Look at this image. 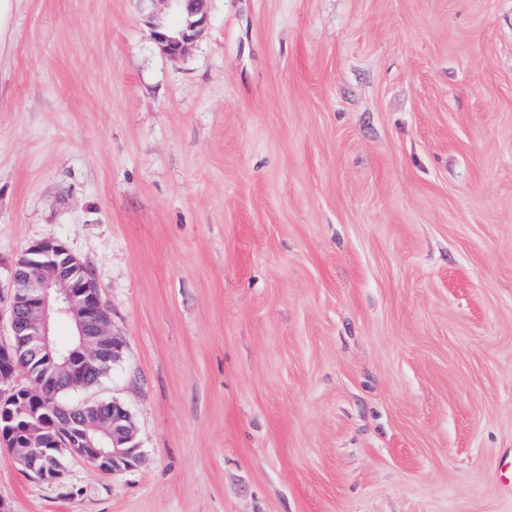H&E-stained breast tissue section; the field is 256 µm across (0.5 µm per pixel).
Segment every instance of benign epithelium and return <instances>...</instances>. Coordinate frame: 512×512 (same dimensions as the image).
Instances as JSON below:
<instances>
[{
    "instance_id": "7a95c632",
    "label": "benign epithelium",
    "mask_w": 512,
    "mask_h": 512,
    "mask_svg": "<svg viewBox=\"0 0 512 512\" xmlns=\"http://www.w3.org/2000/svg\"><path fill=\"white\" fill-rule=\"evenodd\" d=\"M186 2L189 15L195 20L173 36L166 24L153 23V36L170 59L181 57L188 45L201 36L207 21L206 0H162L174 5ZM102 302L89 269L65 245L53 239L31 244L15 261L10 277L8 310L9 338L0 343V412H9L0 428V438L8 435L10 423L19 412L12 378L16 372L14 353L22 343L33 344L44 351L53 345L52 321L65 320L74 325L80 337V349L86 358H99L105 351L117 348L110 341L111 322L100 317ZM63 370L59 378L69 386L81 385L74 364L73 352L63 354ZM75 432L57 426L52 448H12L14 461L38 479L58 482L65 475V466L58 457L65 454L82 457L99 470L116 473L136 467L142 460L141 446L135 441L133 418L128 407L114 399L102 413V420H86ZM112 428V446L94 438L91 432H107Z\"/></svg>"
}]
</instances>
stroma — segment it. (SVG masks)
<instances>
[{
    "label": "stroma",
    "instance_id": "obj_1",
    "mask_svg": "<svg viewBox=\"0 0 512 512\" xmlns=\"http://www.w3.org/2000/svg\"><path fill=\"white\" fill-rule=\"evenodd\" d=\"M20 0L0 54V307L84 262L144 453L0 444V512H512V0ZM152 2H164L175 7L176 3L186 2L187 10L190 16L198 17L193 21H187L186 27L178 32L185 24V13L178 9L181 15V22L177 26H169L170 31L177 35L173 36L168 31L166 24L161 22L152 23L153 36L156 43L160 46L163 53L170 59L181 57L188 45L201 36L207 21L206 0H151Z\"/></svg>",
    "mask_w": 512,
    "mask_h": 512
}]
</instances>
